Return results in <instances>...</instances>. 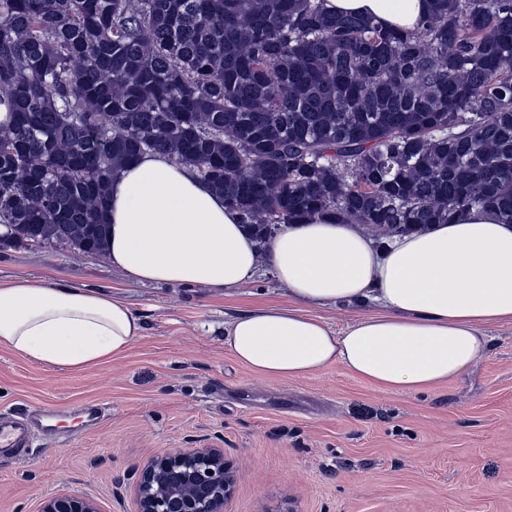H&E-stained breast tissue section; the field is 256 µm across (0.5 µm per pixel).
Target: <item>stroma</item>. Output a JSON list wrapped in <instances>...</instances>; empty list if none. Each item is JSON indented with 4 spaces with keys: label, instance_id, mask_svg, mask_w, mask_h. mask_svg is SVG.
Wrapping results in <instances>:
<instances>
[{
    "label": "stroma",
    "instance_id": "35a3bbf8",
    "mask_svg": "<svg viewBox=\"0 0 512 512\" xmlns=\"http://www.w3.org/2000/svg\"><path fill=\"white\" fill-rule=\"evenodd\" d=\"M26 280L110 292L143 331L80 372L0 347V416L49 408L58 419L29 456H0V512H39L59 492L135 512V470L173 448L223 449L238 475L231 512H512L511 324L485 327L490 349L466 373L408 393L338 365L281 380L239 363L225 322L291 303L265 268L227 293L140 283L53 240L0 245V281Z\"/></svg>",
    "mask_w": 512,
    "mask_h": 512
}]
</instances>
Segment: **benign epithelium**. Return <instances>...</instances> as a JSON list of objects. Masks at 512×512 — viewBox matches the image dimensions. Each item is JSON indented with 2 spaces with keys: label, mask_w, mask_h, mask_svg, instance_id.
I'll return each mask as SVG.
<instances>
[{
  "label": "benign epithelium",
  "mask_w": 512,
  "mask_h": 512,
  "mask_svg": "<svg viewBox=\"0 0 512 512\" xmlns=\"http://www.w3.org/2000/svg\"><path fill=\"white\" fill-rule=\"evenodd\" d=\"M237 476L222 448H175L150 459L134 486L137 512H228ZM39 512H100L85 493L45 497Z\"/></svg>",
  "instance_id": "obj_1"
}]
</instances>
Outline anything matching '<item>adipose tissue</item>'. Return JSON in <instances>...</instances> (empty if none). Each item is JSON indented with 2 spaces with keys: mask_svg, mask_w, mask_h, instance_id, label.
Instances as JSON below:
<instances>
[{
  "mask_svg": "<svg viewBox=\"0 0 512 512\" xmlns=\"http://www.w3.org/2000/svg\"><path fill=\"white\" fill-rule=\"evenodd\" d=\"M431 0H325L408 32ZM106 256L142 283L221 288L268 267L291 307L267 306L224 325L235 358L264 378L298 379L332 365L390 391L456 378L484 355L486 325L512 323V224L471 210L450 224L379 243L356 224L312 214L258 241L192 167L159 153L114 177ZM374 302L380 311L331 331L307 303ZM143 331L113 295L45 281L0 282V346L63 369L123 353Z\"/></svg>",
  "mask_w": 512,
  "mask_h": 512,
  "instance_id": "ef3b65f1",
  "label": "adipose tissue"
}]
</instances>
